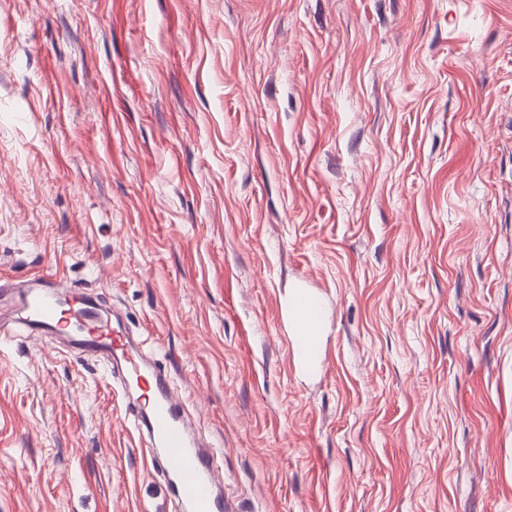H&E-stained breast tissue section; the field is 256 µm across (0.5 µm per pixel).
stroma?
<instances>
[{"mask_svg": "<svg viewBox=\"0 0 512 512\" xmlns=\"http://www.w3.org/2000/svg\"><path fill=\"white\" fill-rule=\"evenodd\" d=\"M35 274L149 338L226 512H512V0H0ZM126 403L0 293V512H179ZM320 317L319 301L308 295L296 311L294 335L292 336L293 349L296 352L314 351L315 336H312V331L319 326Z\"/></svg>", "mask_w": 512, "mask_h": 512, "instance_id": "35a3bbf8", "label": "stroma"}]
</instances>
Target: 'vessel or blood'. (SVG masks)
<instances>
[{"label":"vessel or blood","mask_w":512,"mask_h":512,"mask_svg":"<svg viewBox=\"0 0 512 512\" xmlns=\"http://www.w3.org/2000/svg\"><path fill=\"white\" fill-rule=\"evenodd\" d=\"M19 300L26 326L38 329L69 330L84 349L107 355L120 367L126 385L137 386L141 399L132 423L146 438L144 453L151 462L165 463L172 474L176 493L190 512H224V502L216 492L218 459L222 449L197 448L186 430L181 402L169 379L147 370L140 356L130 353L125 337L103 325L100 310L91 296L74 297L63 306L49 290L26 286ZM320 303L307 297L296 311L293 348L296 352L314 349L312 331L320 324Z\"/></svg>","instance_id":"obj_1"}]
</instances>
